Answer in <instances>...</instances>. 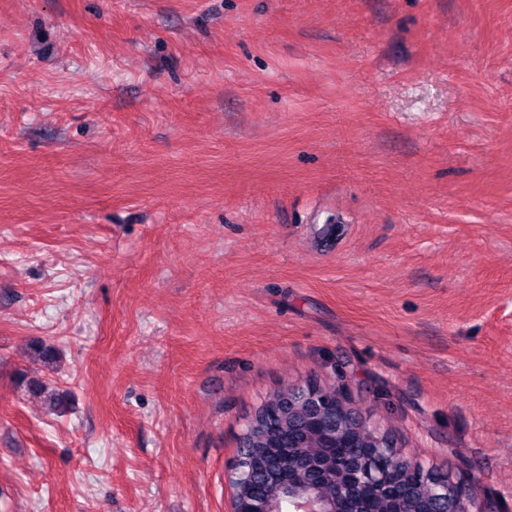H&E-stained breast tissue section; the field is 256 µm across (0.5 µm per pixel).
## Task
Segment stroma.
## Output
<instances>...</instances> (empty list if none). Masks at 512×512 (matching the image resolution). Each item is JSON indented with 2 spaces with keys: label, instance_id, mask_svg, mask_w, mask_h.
<instances>
[{
  "label": "stroma",
  "instance_id": "35a3bbf8",
  "mask_svg": "<svg viewBox=\"0 0 512 512\" xmlns=\"http://www.w3.org/2000/svg\"><path fill=\"white\" fill-rule=\"evenodd\" d=\"M305 379L512 512V0H0V512H229Z\"/></svg>",
  "mask_w": 512,
  "mask_h": 512
}]
</instances>
